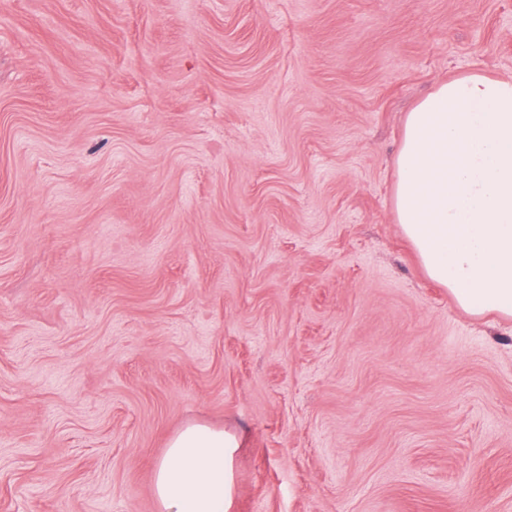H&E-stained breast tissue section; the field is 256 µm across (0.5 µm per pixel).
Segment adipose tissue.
Returning <instances> with one entry per match:
<instances>
[{
  "instance_id": "obj_1",
  "label": "adipose tissue",
  "mask_w": 512,
  "mask_h": 512,
  "mask_svg": "<svg viewBox=\"0 0 512 512\" xmlns=\"http://www.w3.org/2000/svg\"><path fill=\"white\" fill-rule=\"evenodd\" d=\"M395 208L427 275L473 315L512 316V76L461 74L408 113ZM234 435L175 434L154 471L160 512H227Z\"/></svg>"
}]
</instances>
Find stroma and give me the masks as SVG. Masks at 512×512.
<instances>
[{
    "instance_id": "obj_1",
    "label": "stroma",
    "mask_w": 512,
    "mask_h": 512,
    "mask_svg": "<svg viewBox=\"0 0 512 512\" xmlns=\"http://www.w3.org/2000/svg\"><path fill=\"white\" fill-rule=\"evenodd\" d=\"M512 74V0H0V512H512V318L395 212L407 112ZM234 435L189 425L169 441L154 471L160 512L228 511L233 492Z\"/></svg>"
}]
</instances>
